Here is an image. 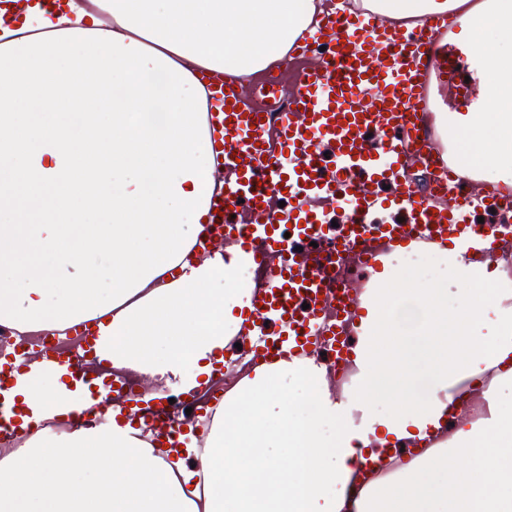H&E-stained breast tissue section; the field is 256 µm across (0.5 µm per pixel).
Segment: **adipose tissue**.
<instances>
[{
  "mask_svg": "<svg viewBox=\"0 0 512 512\" xmlns=\"http://www.w3.org/2000/svg\"><path fill=\"white\" fill-rule=\"evenodd\" d=\"M409 26L462 8L479 95L462 167L512 179V0H361ZM331 0H36L0 8V324L19 336L96 319L102 361L180 390L208 383L238 320L246 265L189 249L208 221L221 150L201 74L240 84L286 60ZM112 18L102 29L100 13ZM235 269L226 277L225 266ZM256 376L211 418L203 454L169 462L123 418L65 438L30 435L0 460V512H332L355 454L319 380ZM33 418L81 410L60 372L30 363L11 388ZM470 469L429 463L384 491L377 512H512V408ZM199 466H191L192 458ZM494 479H487V472Z\"/></svg>",
  "mask_w": 512,
  "mask_h": 512,
  "instance_id": "ef3b65f1",
  "label": "adipose tissue"
}]
</instances>
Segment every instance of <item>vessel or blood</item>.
Segmentation results:
<instances>
[{
	"label": "vessel or blood",
	"instance_id": "obj_1",
	"mask_svg": "<svg viewBox=\"0 0 512 512\" xmlns=\"http://www.w3.org/2000/svg\"><path fill=\"white\" fill-rule=\"evenodd\" d=\"M448 31L444 17L408 27L368 10L330 9L292 53L289 100L275 84L251 101L232 83L218 82L212 93L224 109V187L209 228L252 273L218 371L228 394L284 363L321 376L342 431L359 434L355 456L337 473L334 512H369L375 494L399 484L407 468L443 457L460 428L488 431L498 390L512 385L508 344L479 373L453 375L410 434L386 440L364 431L366 415L354 407L374 295L398 251L447 253L465 272L495 274L507 286L495 306L512 313V224L474 220L480 210L512 211V195H491V179L455 166L441 129L456 119L434 111V86L470 96L459 71L465 50L429 54ZM318 48L319 66L303 67ZM264 111L271 120L261 119ZM331 211L334 226L326 222ZM78 338L74 352L55 336L33 356L0 350V432L24 429L27 411L5 391L34 360L64 371L70 388L88 387L84 419L121 411L136 427L157 428L159 446L178 454L192 426L167 423L168 399L143 400L128 377L105 367L96 333L84 329Z\"/></svg>",
	"mask_w": 512,
	"mask_h": 512
}]
</instances>
